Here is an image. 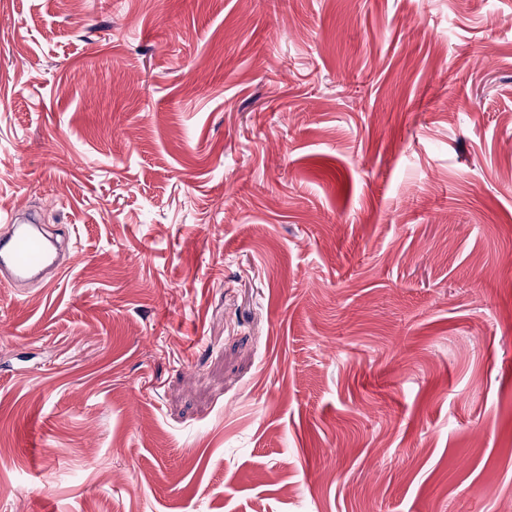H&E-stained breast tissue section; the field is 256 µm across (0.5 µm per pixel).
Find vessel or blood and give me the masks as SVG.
<instances>
[{
  "label": "vessel or blood",
  "mask_w": 512,
  "mask_h": 512,
  "mask_svg": "<svg viewBox=\"0 0 512 512\" xmlns=\"http://www.w3.org/2000/svg\"><path fill=\"white\" fill-rule=\"evenodd\" d=\"M6 224L0 233V286L17 288L56 280L73 258L67 247L68 232L48 237L36 216L19 212L0 215Z\"/></svg>",
  "instance_id": "vessel-or-blood-1"
}]
</instances>
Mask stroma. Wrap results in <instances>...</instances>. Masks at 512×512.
Wrapping results in <instances>:
<instances>
[{
    "label": "stroma",
    "instance_id": "1",
    "mask_svg": "<svg viewBox=\"0 0 512 512\" xmlns=\"http://www.w3.org/2000/svg\"><path fill=\"white\" fill-rule=\"evenodd\" d=\"M0 512L512 499V0H0ZM7 231L0 236V285L17 288L30 283L50 284L63 268L71 264L68 231L61 229L59 239L47 237L40 221L31 214L7 212L0 215Z\"/></svg>",
    "mask_w": 512,
    "mask_h": 512
}]
</instances>
